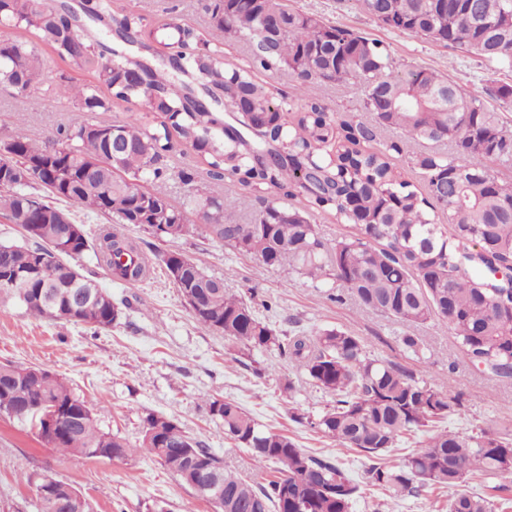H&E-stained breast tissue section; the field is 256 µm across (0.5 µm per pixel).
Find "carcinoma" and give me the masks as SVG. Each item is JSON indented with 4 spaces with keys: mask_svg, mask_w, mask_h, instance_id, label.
I'll return each instance as SVG.
<instances>
[{
    "mask_svg": "<svg viewBox=\"0 0 512 512\" xmlns=\"http://www.w3.org/2000/svg\"><path fill=\"white\" fill-rule=\"evenodd\" d=\"M209 26L225 43H243L249 65L242 68L175 22L146 30L144 17L114 9V0H95L75 9L67 0H0V84L18 89L40 81L47 47L75 70L95 68L109 91L71 79L52 89L73 112H108L116 102L141 99L156 123L129 112L118 124L75 122L38 141L18 131L13 150L0 155V169L15 170L0 185V214L20 225L26 243L0 242V295L17 300L36 318L107 329L121 317L112 295L87 275L71 276L73 261L94 254L97 265L119 281L138 282L151 258L112 224L144 226L161 239L192 234L189 216L199 217L224 243L253 255L266 267L297 273L365 309L404 325L433 317L448 324L464 355L502 379H512V282L492 272L512 268V127L487 108L484 97L512 107V84L494 83L477 95L434 71L398 69L377 40L330 25L313 14L288 9L285 0H207ZM382 25L476 56L497 69L512 70V0H357ZM170 40L176 52L157 56L154 42ZM286 71L292 78L296 109H285L274 87L254 73ZM361 88L363 111L335 115L321 104L315 88L324 84ZM240 108L239 126L224 124L221 102ZM265 120L260 135L243 126L251 113ZM399 138L380 143L378 130ZM129 149L112 152V130ZM447 143L448 151L423 149L406 163L424 182L418 193L395 164L407 143ZM192 149L213 181L236 178L257 193L262 207L251 223L238 222L236 199L216 195L181 171L189 186L181 206L163 191L168 157ZM102 173L87 180L85 167ZM44 186L71 208L101 214L110 223L84 233L70 250H58L50 217L69 212L44 202L27 188ZM296 200L280 204L275 195ZM330 217L351 229L333 245L320 237L312 219ZM197 323L218 331L239 347L240 358L257 352L288 351L291 364L310 384L335 400L321 414L294 420L330 437L368 460L365 479L395 496L427 489L448 490V512H496L495 502L461 487L473 475L512 489V439L482 429L461 436L446 430L431 435L404 465L385 461L406 435L429 431L461 406L413 371L372 357L360 337L338 328L308 336L280 334L246 299L229 293L224 281L196 263L177 285ZM80 297L87 307L70 314ZM63 409L75 418L56 437L33 419L25 421L46 445L86 459L129 456L125 438L99 426L98 409L76 395L49 370L0 364V415L27 403ZM210 416L225 438L245 448L255 472L241 474L189 434L182 448H165L151 431L182 429L170 418H144L140 451L166 466L184 485L192 460L207 478L192 488L211 501L217 482L224 491L220 512H352L360 487L330 457L297 447L288 436L261 427L236 401L214 398Z\"/></svg>",
    "mask_w": 512,
    "mask_h": 512,
    "instance_id": "carcinoma-1",
    "label": "carcinoma"
}]
</instances>
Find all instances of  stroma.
Returning a JSON list of instances; mask_svg holds the SVG:
<instances>
[{
  "label": "stroma",
  "instance_id": "stroma-1",
  "mask_svg": "<svg viewBox=\"0 0 512 512\" xmlns=\"http://www.w3.org/2000/svg\"><path fill=\"white\" fill-rule=\"evenodd\" d=\"M205 0H117V7L145 16L154 25L177 22L208 34ZM289 8L313 13L380 40L395 65L425 67L450 78L471 92L496 82H512V72L496 71L480 59L442 44L387 29L363 13L356 0H287ZM43 76L25 94L0 90V139L16 127L42 139L57 127L82 120L119 122L127 113H147L144 101L115 105L109 112L79 114L54 101L50 83L74 77L96 82L93 72H72L51 51H44ZM125 233L141 242L148 256L178 251L204 272L223 279L226 288L251 301L259 316L277 331L298 327L313 333L336 327L364 340L377 359L413 370L418 379L441 391L458 394L463 405L444 421V428L467 436L490 429L512 436V380L497 378L474 366L462 353L447 325L431 319L406 326L373 310L361 308L353 298L331 299L326 289L311 280L263 266L254 256L240 252L197 224L194 234L171 241L150 235L144 227L128 224ZM82 273H94L100 287L114 301L129 307L117 324L106 330L83 324L37 319L16 301L0 297V364L16 363L50 370L63 377L77 395L96 403L99 424L139 447L143 420L155 413L178 420L193 437L242 473L253 472L250 455L224 437L222 425L210 417L208 399L236 401L264 428L292 438L307 452L339 460L354 481H362L366 459L341 449L335 441L294 421V414L316 415L332 403L331 394L309 383L276 351L257 355V367L235 360L236 345L221 333L200 327L166 273L156 262L149 278L125 283L99 269L93 255L77 262ZM418 336L424 361L407 352L400 338ZM292 391H285V382ZM47 471L81 489L92 512H214L175 475L154 459L133 455L125 459H86L44 445L20 421L0 417V512H35L33 490L21 473ZM448 495L428 490L417 496L392 498L366 489L352 512H446Z\"/></svg>",
  "mask_w": 512,
  "mask_h": 512
}]
</instances>
